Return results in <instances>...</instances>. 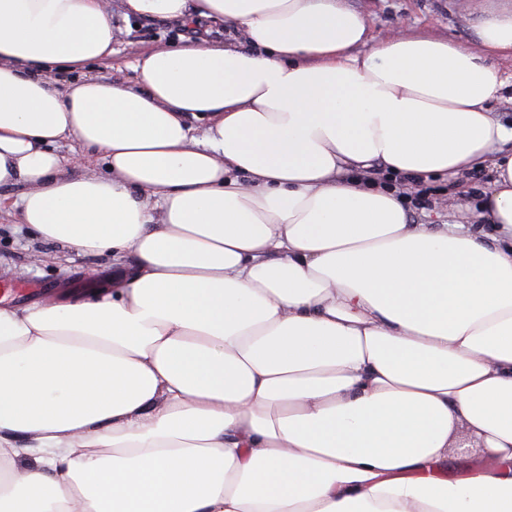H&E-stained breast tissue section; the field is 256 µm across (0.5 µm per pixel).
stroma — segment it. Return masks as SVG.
Segmentation results:
<instances>
[{"instance_id":"1","label":"stroma","mask_w":512,"mask_h":512,"mask_svg":"<svg viewBox=\"0 0 512 512\" xmlns=\"http://www.w3.org/2000/svg\"><path fill=\"white\" fill-rule=\"evenodd\" d=\"M493 4L511 6L512 0H347L350 9L367 16L375 37H387L402 26L411 34L462 44L471 43L475 27ZM112 22L119 30L112 55L89 65L90 73L102 80L131 78L127 64L133 54L178 45L183 32L171 20L125 18L121 0H112ZM487 179V171L476 170L430 185L428 204L411 212L414 223H446L450 205L472 201L473 188ZM23 192L20 185L0 189V289H9V302L16 306L58 303L73 293L91 290L93 283H111L110 257L76 253L34 238L20 222ZM91 268L97 271L93 283L87 278Z\"/></svg>"}]
</instances>
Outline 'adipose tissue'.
<instances>
[{"mask_svg":"<svg viewBox=\"0 0 512 512\" xmlns=\"http://www.w3.org/2000/svg\"><path fill=\"white\" fill-rule=\"evenodd\" d=\"M123 9L243 44L191 36L103 81L110 0H0V188L114 267L0 306V512H512V9L471 46L374 38L344 0ZM487 163V232L343 177ZM460 425L492 465L453 479Z\"/></svg>","mask_w":512,"mask_h":512,"instance_id":"1","label":"adipose tissue"}]
</instances>
